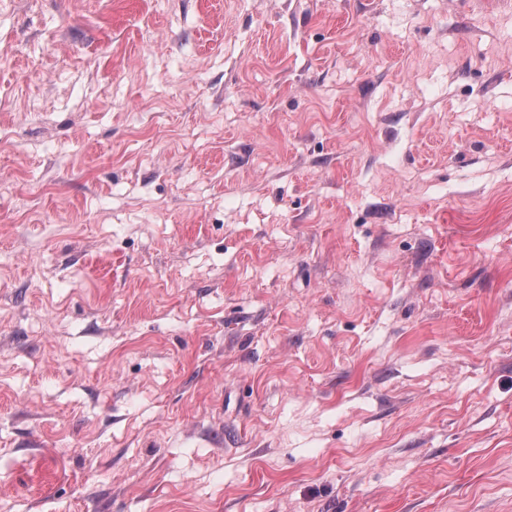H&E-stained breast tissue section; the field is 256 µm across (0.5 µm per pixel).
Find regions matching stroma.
I'll use <instances>...</instances> for the list:
<instances>
[{"label": "stroma", "mask_w": 512, "mask_h": 512, "mask_svg": "<svg viewBox=\"0 0 512 512\" xmlns=\"http://www.w3.org/2000/svg\"><path fill=\"white\" fill-rule=\"evenodd\" d=\"M0 512H512V0H0Z\"/></svg>", "instance_id": "1"}]
</instances>
